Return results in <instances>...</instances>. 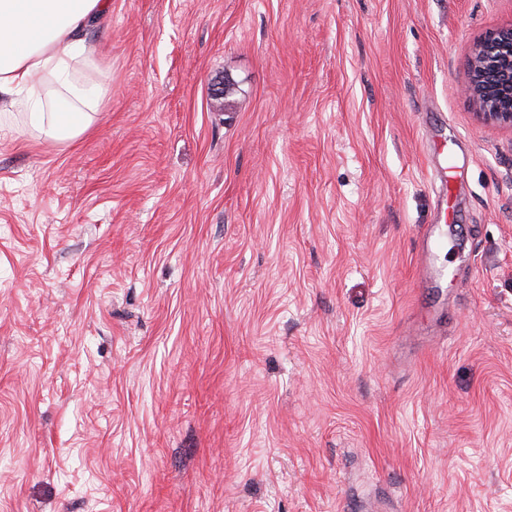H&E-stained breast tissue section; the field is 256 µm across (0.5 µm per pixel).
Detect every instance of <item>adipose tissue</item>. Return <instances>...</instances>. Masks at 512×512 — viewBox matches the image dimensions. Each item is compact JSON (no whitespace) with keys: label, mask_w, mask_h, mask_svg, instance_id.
Masks as SVG:
<instances>
[{"label":"adipose tissue","mask_w":512,"mask_h":512,"mask_svg":"<svg viewBox=\"0 0 512 512\" xmlns=\"http://www.w3.org/2000/svg\"><path fill=\"white\" fill-rule=\"evenodd\" d=\"M112 0H0V94L24 96L28 121L50 142L78 137L108 94L74 75L86 61V34L110 13ZM59 88L52 112L42 109L45 85Z\"/></svg>","instance_id":"adipose-tissue-1"}]
</instances>
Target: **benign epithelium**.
<instances>
[{
	"label": "benign epithelium",
	"instance_id": "7a95c632",
	"mask_svg": "<svg viewBox=\"0 0 512 512\" xmlns=\"http://www.w3.org/2000/svg\"><path fill=\"white\" fill-rule=\"evenodd\" d=\"M496 76H512V26L491 33L476 46L464 87L483 120L512 128V110L500 105L493 81Z\"/></svg>",
	"mask_w": 512,
	"mask_h": 512
}]
</instances>
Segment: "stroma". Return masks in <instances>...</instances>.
I'll return each mask as SVG.
<instances>
[{
    "mask_svg": "<svg viewBox=\"0 0 512 512\" xmlns=\"http://www.w3.org/2000/svg\"><path fill=\"white\" fill-rule=\"evenodd\" d=\"M509 26L112 0L81 136L0 101V512H512ZM512 76V26L499 29L480 42L470 61V75L464 92L474 101L485 121L512 128V91L501 99L496 94L493 78Z\"/></svg>",
    "mask_w": 512,
    "mask_h": 512,
    "instance_id": "1",
    "label": "stroma"
}]
</instances>
